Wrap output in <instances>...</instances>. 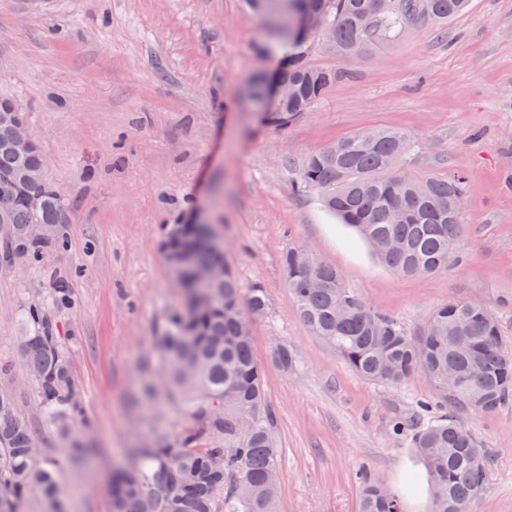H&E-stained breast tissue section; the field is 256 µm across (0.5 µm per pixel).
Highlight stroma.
<instances>
[{
    "mask_svg": "<svg viewBox=\"0 0 512 512\" xmlns=\"http://www.w3.org/2000/svg\"><path fill=\"white\" fill-rule=\"evenodd\" d=\"M307 58L337 79L281 132L259 126L249 82L284 55L273 22L243 0H0V97L27 112L69 205L68 245L47 264L17 273L0 261V363L13 369L0 388L57 461L66 512H109L113 470L187 421L179 400L136 401L163 365L156 325L183 303L159 248L166 224L217 225L241 284L270 295L253 336L275 414L280 512H358L366 475L399 494L403 512H428L427 491L405 492L412 450L392 433L423 402L487 451V489L469 512H512V405L484 416L421 376L364 380L298 318L279 267L288 247L310 246L408 328L451 300L478 305L512 356V0H470L442 27L413 20L362 58L321 40ZM383 128L412 135L406 170L466 178L463 257L450 270L397 275L318 194L295 190L309 155ZM54 287L68 297L53 314L83 387L84 418L67 440L39 412L19 355L23 308ZM280 345L294 370L276 364ZM74 438L98 455L73 459Z\"/></svg>",
    "mask_w": 512,
    "mask_h": 512,
    "instance_id": "35a3bbf8",
    "label": "stroma"
}]
</instances>
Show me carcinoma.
<instances>
[{
  "label": "carcinoma",
  "instance_id": "obj_1",
  "mask_svg": "<svg viewBox=\"0 0 512 512\" xmlns=\"http://www.w3.org/2000/svg\"><path fill=\"white\" fill-rule=\"evenodd\" d=\"M259 15L282 27L285 67L279 80L295 96L263 113L267 124L285 130L308 111L336 80L330 70L310 64L311 37L294 21L321 13L336 53L359 57L381 40L398 36L407 22L423 17L434 25L463 12L468 0H245ZM410 142L407 133L375 129L351 134L306 159L297 191L316 192L327 208L353 225L375 254L403 276L448 270L455 261L462 230L464 178L414 174L401 167ZM29 168L46 169L41 150L25 157L0 145V179ZM51 179L40 186L44 206L36 213L16 206L9 229L50 224V238L27 245L29 265L44 251L65 245L59 214L66 202L53 195ZM214 224H183L181 233L162 232L165 256L192 250L183 268L184 305L162 319L156 340L166 358L161 384L182 403L188 423L149 448L134 450L131 466L113 473L110 512H279V471L274 414L264 392V369L253 348L246 317L260 318L271 307L266 288L241 286L232 264L224 279L200 285L194 267L224 261V242ZM293 246L280 258L284 284L296 312L362 378L398 386L422 375L443 398L490 416L512 404V356L502 350L496 320L485 309L463 301L438 306L412 330L369 308L335 266L301 258ZM63 289L53 288L40 303L23 309L29 325L21 343L37 404L62 434L70 432L81 410V386L48 307L64 305ZM462 376L448 392V370ZM396 436L410 438L432 485L430 512H467L487 485L489 458L475 436L458 421L435 419L421 406L419 420L397 421ZM34 434L13 393L0 390V512H21L29 494L40 492L48 512H63L65 490L53 475L55 462L32 449ZM360 512H402L400 498L382 481L364 482Z\"/></svg>",
  "mask_w": 512,
  "mask_h": 512
}]
</instances>
